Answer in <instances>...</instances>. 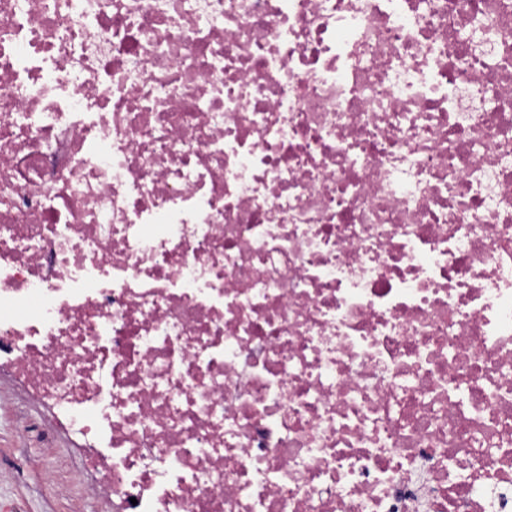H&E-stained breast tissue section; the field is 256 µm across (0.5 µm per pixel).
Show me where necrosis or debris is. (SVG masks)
<instances>
[{
	"mask_svg": "<svg viewBox=\"0 0 512 512\" xmlns=\"http://www.w3.org/2000/svg\"><path fill=\"white\" fill-rule=\"evenodd\" d=\"M0 373L113 512H512V0H0Z\"/></svg>",
	"mask_w": 512,
	"mask_h": 512,
	"instance_id": "obj_1",
	"label": "necrosis or debris"
}]
</instances>
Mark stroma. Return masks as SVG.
<instances>
[{"label":"stroma","mask_w":512,"mask_h":512,"mask_svg":"<svg viewBox=\"0 0 512 512\" xmlns=\"http://www.w3.org/2000/svg\"><path fill=\"white\" fill-rule=\"evenodd\" d=\"M37 412L15 384L0 376V503L23 512H111L108 504L79 496L89 479L80 452L63 436L36 430Z\"/></svg>","instance_id":"1"}]
</instances>
